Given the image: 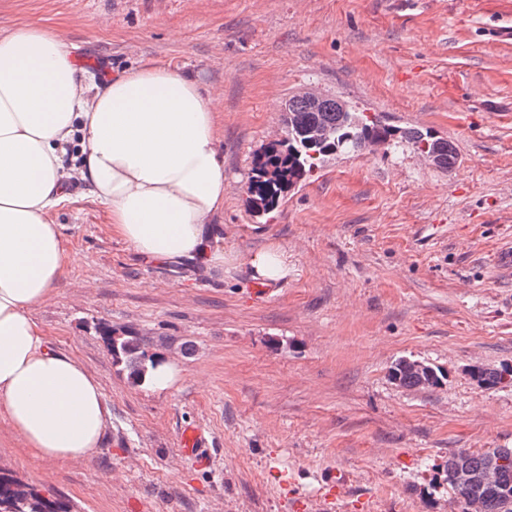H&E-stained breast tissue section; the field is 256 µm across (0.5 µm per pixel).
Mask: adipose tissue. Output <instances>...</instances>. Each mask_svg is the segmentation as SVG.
Listing matches in <instances>:
<instances>
[{"mask_svg": "<svg viewBox=\"0 0 512 512\" xmlns=\"http://www.w3.org/2000/svg\"><path fill=\"white\" fill-rule=\"evenodd\" d=\"M222 110L178 69L100 80L59 32L0 29V416L35 459L95 454L109 419L99 382L32 316L79 260L54 220L71 182L145 260L221 265L208 226L224 208Z\"/></svg>", "mask_w": 512, "mask_h": 512, "instance_id": "ef3b65f1", "label": "adipose tissue"}]
</instances>
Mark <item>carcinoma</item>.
Wrapping results in <instances>:
<instances>
[{"label": "carcinoma", "instance_id": "obj_1", "mask_svg": "<svg viewBox=\"0 0 512 512\" xmlns=\"http://www.w3.org/2000/svg\"><path fill=\"white\" fill-rule=\"evenodd\" d=\"M284 111L290 114V129L285 137L270 144L253 160L248 193L252 211L264 215L275 209L285 194L304 180L329 157L338 153L361 154L371 143L386 149L410 147L419 153H437L443 169L456 167L458 154L455 145L429 128L399 127L386 123L377 114L342 112L336 106V98L325 99L322 111L313 112L308 105L291 97L285 102ZM315 126L330 130V139L311 147L304 133ZM107 349L118 359L126 360L130 375L135 381L145 379L153 357L147 354L145 341L138 336L112 337V328L98 327ZM470 376L488 386L497 387L509 379L512 386V366L500 369L474 367ZM390 378L406 390L427 380L430 387L440 385L441 379L434 368L429 373L414 369V360L400 357L390 367ZM473 471L494 468L493 485L484 488L463 486L456 482L459 466ZM446 481L460 500L471 498L478 502L481 512H512V448H492L481 453L459 449L448 453ZM0 512H58L54 502L39 490L21 483L12 476L0 474Z\"/></svg>", "mask_w": 512, "mask_h": 512}]
</instances>
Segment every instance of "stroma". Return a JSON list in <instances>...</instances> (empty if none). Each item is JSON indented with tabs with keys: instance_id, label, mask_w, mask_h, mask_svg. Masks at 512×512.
<instances>
[{
	"instance_id": "stroma-1",
	"label": "stroma",
	"mask_w": 512,
	"mask_h": 512,
	"mask_svg": "<svg viewBox=\"0 0 512 512\" xmlns=\"http://www.w3.org/2000/svg\"><path fill=\"white\" fill-rule=\"evenodd\" d=\"M59 30L97 73L170 65L224 103V210L212 248L236 262H148L86 192L56 213L77 251L33 311L110 411L96 454L33 459L0 417V472L70 512H448L449 452L512 448V388L468 370L512 365V0H0V28ZM314 89L453 142L452 171L407 148L338 154L256 215L252 161ZM277 243L290 271L258 296L247 259ZM176 362L135 384L97 328ZM401 357L441 387L394 384ZM207 427L214 464L180 452Z\"/></svg>"
}]
</instances>
